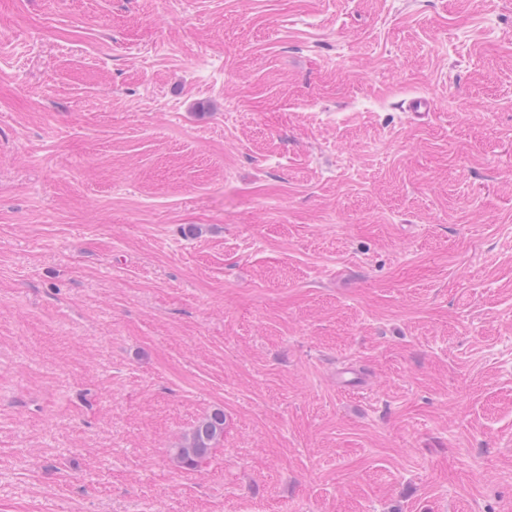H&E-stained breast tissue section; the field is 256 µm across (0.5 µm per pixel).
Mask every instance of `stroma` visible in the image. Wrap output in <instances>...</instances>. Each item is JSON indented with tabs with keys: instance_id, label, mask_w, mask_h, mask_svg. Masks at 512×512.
<instances>
[{
	"instance_id": "35a3bbf8",
	"label": "stroma",
	"mask_w": 512,
	"mask_h": 512,
	"mask_svg": "<svg viewBox=\"0 0 512 512\" xmlns=\"http://www.w3.org/2000/svg\"><path fill=\"white\" fill-rule=\"evenodd\" d=\"M0 512H512V0H0ZM224 435V412L216 410L202 418L171 448L173 460L183 468H194Z\"/></svg>"
}]
</instances>
